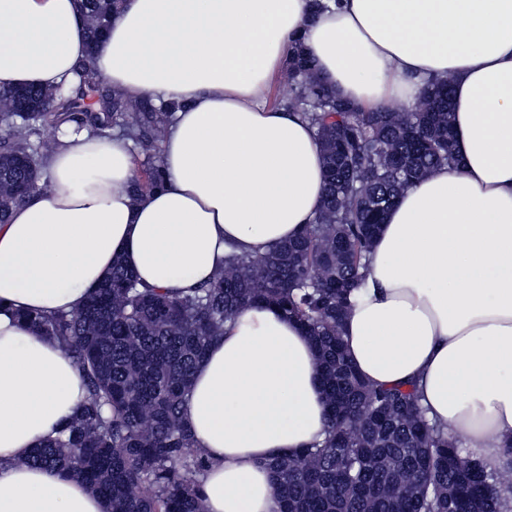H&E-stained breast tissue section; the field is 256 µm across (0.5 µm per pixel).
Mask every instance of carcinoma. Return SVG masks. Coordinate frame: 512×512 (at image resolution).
Masks as SVG:
<instances>
[{
    "instance_id": "cac0c4a2",
    "label": "carcinoma",
    "mask_w": 512,
    "mask_h": 512,
    "mask_svg": "<svg viewBox=\"0 0 512 512\" xmlns=\"http://www.w3.org/2000/svg\"><path fill=\"white\" fill-rule=\"evenodd\" d=\"M118 4L81 0L91 41ZM288 82L292 95L278 105L306 111L324 153L325 194L311 224L263 256H225L211 283L182 296L141 286L118 259L80 311L39 321L36 327L81 370L87 399L23 464L81 481L109 512H206V462L181 418L194 370L239 308L276 305L314 342L328 407L323 443L267 463L277 484L276 512H508L512 446L502 467L487 468L429 422L415 389L367 383L342 339L386 213L408 186L456 162L450 83L424 91L431 112H365L338 98L299 53ZM44 103L43 112L21 111ZM75 106L65 88L33 87L10 92L0 104L8 127L0 142V223L39 181L45 153L34 139L57 123L61 109L81 125L131 123L135 148L150 158L138 164L133 192L162 187L155 154L170 109L146 97L129 115L119 95L109 117L74 113Z\"/></svg>"
}]
</instances>
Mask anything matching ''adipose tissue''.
<instances>
[{"mask_svg":"<svg viewBox=\"0 0 512 512\" xmlns=\"http://www.w3.org/2000/svg\"><path fill=\"white\" fill-rule=\"evenodd\" d=\"M301 48L336 94L408 107L452 79L456 164L388 211L343 328L377 387L414 386L427 418L486 466L512 443V0H121L98 47L80 0H0V91L75 84L176 109L163 189L133 197L129 140L65 120L49 186L0 224V512H107L81 482L22 465L87 397L82 373L27 313L80 310L115 259L173 294L206 284L230 249L295 238L324 195L301 110L271 104ZM207 461L206 512H274L269 460L321 442L327 416L309 336L249 305L197 365L182 412Z\"/></svg>","mask_w":512,"mask_h":512,"instance_id":"ef3b65f1","label":"adipose tissue"}]
</instances>
